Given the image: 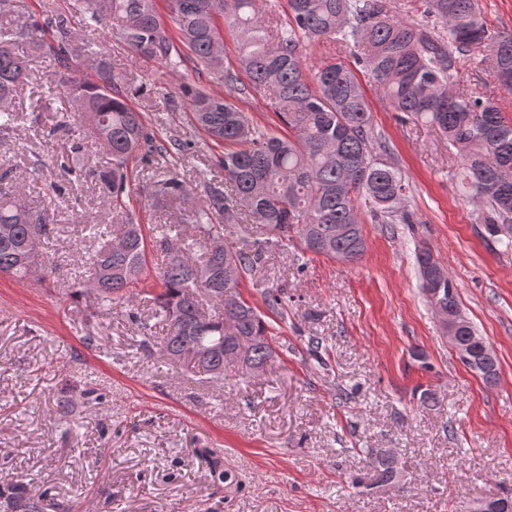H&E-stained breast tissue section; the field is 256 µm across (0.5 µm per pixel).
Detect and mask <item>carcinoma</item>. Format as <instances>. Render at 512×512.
Instances as JSON below:
<instances>
[{
  "instance_id": "1",
  "label": "carcinoma",
  "mask_w": 512,
  "mask_h": 512,
  "mask_svg": "<svg viewBox=\"0 0 512 512\" xmlns=\"http://www.w3.org/2000/svg\"><path fill=\"white\" fill-rule=\"evenodd\" d=\"M167 2L182 45L226 88L221 96L185 87L194 125L224 145L219 160L224 188L213 187L197 200L174 172L149 191L188 201L160 241L166 253L156 271L161 291L155 300L165 324L160 347L169 360L196 361L198 350L209 348L211 356L197 365L221 382L245 375L242 359L268 364L273 357L270 325L239 288L242 274L261 266L274 241L295 237L305 252L353 262L366 247L363 215L381 224L416 223L407 205L408 184L386 159L390 149L375 135L366 92L352 65L338 57L305 73L302 52L316 42L363 47L355 65L372 76L394 111L437 127L448 139L461 159L462 181L484 206L483 223L512 245V120L492 99L457 83L458 65L486 50L499 85L512 91V33L492 32L478 0H421L424 13L441 24L436 33L389 17L385 0H288L287 18L272 27L258 0ZM110 16L121 21L117 35L130 49L171 70L182 65V50L166 33L155 0H88V21L99 25ZM220 21L237 35L240 67L251 88L275 94L288 135H273L234 103L246 88L233 71L219 67ZM47 28L53 31L49 42L42 36ZM73 42L68 19L54 10L23 27L0 28L1 132L12 129L20 116L12 100L28 69L19 46L27 43L65 67ZM93 66L98 81L73 83V101L87 118L90 136L112 158L104 181L112 208L120 210L129 188V161L180 154L186 144L158 138L119 93L123 78L105 56H94ZM216 213L224 215V223H212ZM246 221L258 225L260 237L226 242L220 252L210 249V241L224 239V226ZM49 233L42 218L32 217L20 192L0 186V273L33 277L38 266L29 256ZM118 234L121 248L105 244L83 266L96 284L89 299L131 306L124 290L148 270L144 225L127 218ZM187 241L205 247L202 261L184 256L180 244ZM415 263L430 306L446 319L460 313L457 287L431 252L416 251ZM201 296L212 311L204 309ZM266 303L272 313L284 315L285 292L267 293ZM456 335L471 354L466 365L478 369L486 383H496L498 359L472 322L459 326ZM367 470L375 487L400 478L397 458L386 451L370 454ZM0 499L8 512H42L41 500L24 487L0 492ZM474 507L473 512H512V492L479 500Z\"/></svg>"
}]
</instances>
